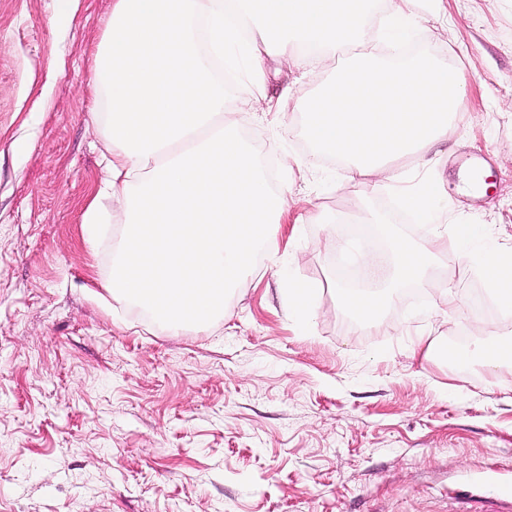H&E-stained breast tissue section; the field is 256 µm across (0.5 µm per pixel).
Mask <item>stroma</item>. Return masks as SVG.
Masks as SVG:
<instances>
[{"label": "stroma", "mask_w": 512, "mask_h": 512, "mask_svg": "<svg viewBox=\"0 0 512 512\" xmlns=\"http://www.w3.org/2000/svg\"><path fill=\"white\" fill-rule=\"evenodd\" d=\"M446 5L445 27L424 12L416 26L466 82L433 174L441 221L512 246V0ZM386 12L335 62L280 70L262 96L233 87L237 128L283 171L291 207L276 262L257 258L222 319L175 333L102 300L113 239L90 245L81 222L104 177L93 96L112 0H0V512H459L462 485L512 489V365L448 356L456 336L478 344L477 319L512 340L478 262L449 248L434 284L395 292L369 324L336 302L341 259L375 236L343 217L390 210V194L313 150L301 105L336 65L390 55ZM295 282L317 285L312 316L289 312Z\"/></svg>", "instance_id": "35a3bbf8"}]
</instances>
